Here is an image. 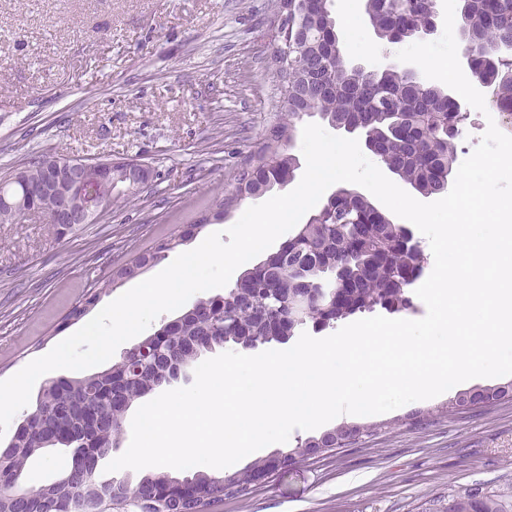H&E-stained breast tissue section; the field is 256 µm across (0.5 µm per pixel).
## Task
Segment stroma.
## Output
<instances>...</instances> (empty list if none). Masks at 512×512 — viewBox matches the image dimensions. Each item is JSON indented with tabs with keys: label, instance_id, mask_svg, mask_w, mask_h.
<instances>
[{
	"label": "stroma",
	"instance_id": "1",
	"mask_svg": "<svg viewBox=\"0 0 512 512\" xmlns=\"http://www.w3.org/2000/svg\"><path fill=\"white\" fill-rule=\"evenodd\" d=\"M274 20L273 0H0V180L44 154L155 172L96 223L0 224V381L84 326L69 314L93 281L185 230L260 146L282 98ZM341 30L352 61L395 63L366 15ZM453 393L294 430L260 458L343 423L379 427L209 512H446L466 491L512 512V399L456 415Z\"/></svg>",
	"mask_w": 512,
	"mask_h": 512
}]
</instances>
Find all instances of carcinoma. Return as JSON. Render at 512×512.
Instances as JSON below:
<instances>
[{"mask_svg":"<svg viewBox=\"0 0 512 512\" xmlns=\"http://www.w3.org/2000/svg\"><path fill=\"white\" fill-rule=\"evenodd\" d=\"M387 12L379 11V0H366L365 10L379 30L378 38L397 43L393 31L406 21H426L437 12L436 0H418L411 5L412 16L405 18L403 0H385ZM312 37L327 35L333 41L337 29L336 18L329 0H312L308 17ZM459 34L462 39L478 47L494 43H512V0H462ZM291 87L300 97L296 109H288V100L282 99L275 128L246 161L248 168H239L233 178L234 186L244 190L246 197L254 198L271 192L287 181L299 169V159L289 152V142L296 123L305 116L318 115L332 126L359 121L385 140V159L382 164L398 168L400 179L414 184L424 195H437L448 190L444 176L455 169L456 146L454 137L447 136L427 122V114L448 108L443 91L438 88L415 89L408 82L385 70H376L370 79L359 72L336 66L335 79L328 82L327 94L308 89L320 76L302 67L294 69ZM135 192L115 195L104 191L100 202L104 211L128 203ZM372 211L367 199L350 198L336 213L329 214L326 224H303L288 239L285 259L273 270L245 271L235 287L222 296L200 298L192 313L183 314L177 334L166 343V355L152 360L139 373L127 378L124 386L113 388L112 374L119 373L125 363L133 364L137 354L129 353L99 372L98 375L60 377L48 381L42 388L40 399L44 412L27 413L17 426L10 443L0 448V475L21 481L29 459L52 443L44 438L46 427L55 422L68 426L74 435V444L68 447L69 461L59 478L51 484L31 489L24 497L12 494L8 485L0 486V512H91L103 496L120 487V500L126 512H207L215 503L229 494L247 492V471L228 475H213L194 470L182 472L179 477L196 480L204 487L205 501L162 504L154 499L155 493L166 486V481L177 476L169 472H149L134 480L108 479L88 483L74 460L75 452L85 457L103 459L112 453L123 433L124 409L112 406V391H117L132 404L157 389L166 368L173 361L186 364L198 360L200 353L189 352L184 346L204 336L213 344L201 349L209 352L227 344L246 347L241 337L253 340L264 335L266 321L276 314L275 298L287 295L299 287L323 289L328 294L332 283L326 280L327 268L339 260L350 266V288L336 289L344 295L342 302L327 315L328 322H337L357 312H371L375 307L400 312L412 306L406 289L391 282L384 271L375 269L370 276L361 275V267L372 260L368 244L361 240V224ZM376 237L384 241L387 253L382 262L392 267L404 262L401 247V225L390 220L376 225ZM189 242L179 234L159 241L153 251L134 257L118 268L112 277L95 281L94 297L107 293L118 283L139 274L145 264L164 259L168 252ZM233 315L226 326H221L217 314ZM324 315L321 302L312 299L300 312V319L288 321V335ZM346 427L341 426L320 437L297 441L288 457L303 456L305 448H324L332 451L339 447L337 439ZM448 512H499L492 496L480 497L464 493L453 499Z\"/></svg>","mask_w":512,"mask_h":512,"instance_id":"obj_1","label":"carcinoma"}]
</instances>
